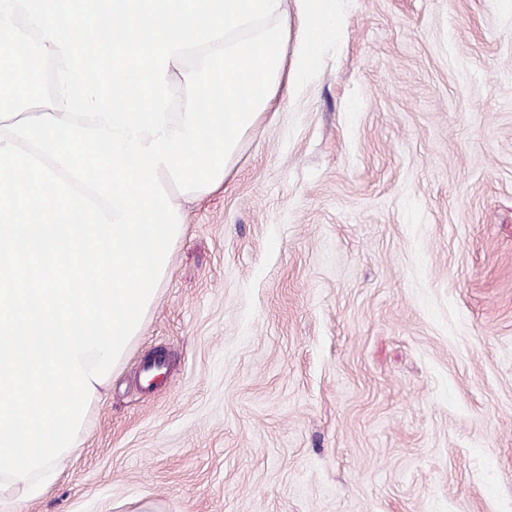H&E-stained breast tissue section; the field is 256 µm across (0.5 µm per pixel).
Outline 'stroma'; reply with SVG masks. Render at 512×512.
Listing matches in <instances>:
<instances>
[{
	"instance_id": "35a3bbf8",
	"label": "stroma",
	"mask_w": 512,
	"mask_h": 512,
	"mask_svg": "<svg viewBox=\"0 0 512 512\" xmlns=\"http://www.w3.org/2000/svg\"><path fill=\"white\" fill-rule=\"evenodd\" d=\"M345 25L190 205L81 447L14 512H512V11Z\"/></svg>"
}]
</instances>
